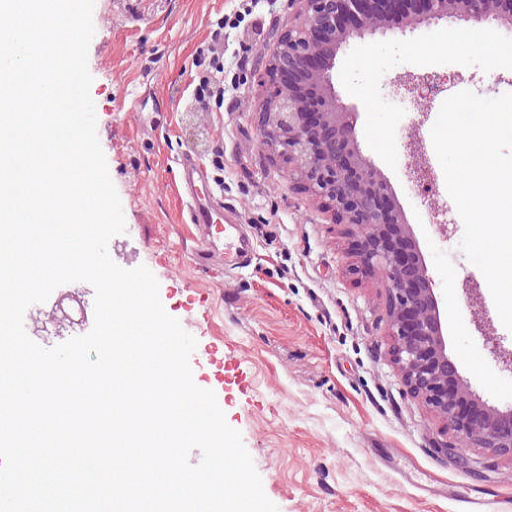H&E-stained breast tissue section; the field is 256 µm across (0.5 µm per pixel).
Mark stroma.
<instances>
[{
  "instance_id": "1",
  "label": "stroma",
  "mask_w": 512,
  "mask_h": 512,
  "mask_svg": "<svg viewBox=\"0 0 512 512\" xmlns=\"http://www.w3.org/2000/svg\"><path fill=\"white\" fill-rule=\"evenodd\" d=\"M92 21L89 94L125 219L107 250L119 267L157 279L165 312L196 341L193 377L215 393L278 512H462L463 500L486 493L512 500V459L465 443L444 452L445 428L391 361L384 276L349 273L343 225L259 144L265 70L293 22L287 0H94ZM455 31L442 23L354 44L336 60V89L356 106L361 149L425 258L448 355L477 397L506 411L512 370L488 352L478 323L511 356L512 330L460 248L464 224L435 149L431 188L409 178L405 138L431 139L439 112L389 93L398 77L424 71L458 75L456 91L481 98L512 93V61L493 70L482 53L446 52ZM215 37L226 92L203 109L198 78L216 63L199 47ZM186 157L246 225L248 267L197 269L201 243L180 185Z\"/></svg>"
}]
</instances>
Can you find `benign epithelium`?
I'll return each mask as SVG.
<instances>
[{
	"instance_id": "7a95c632",
	"label": "benign epithelium",
	"mask_w": 512,
	"mask_h": 512,
	"mask_svg": "<svg viewBox=\"0 0 512 512\" xmlns=\"http://www.w3.org/2000/svg\"><path fill=\"white\" fill-rule=\"evenodd\" d=\"M294 24L269 62L259 103V142L291 163L289 176L354 236L355 271L377 268L390 294L391 359L409 392L422 399L455 441L512 457V410L472 394L446 352L438 301L410 225L381 171L360 147L356 107L336 91V58L352 42L406 34L441 21L512 29V0H288ZM451 77L409 75L393 96L427 113ZM411 178L431 172L422 141L409 143ZM455 441L444 444L454 450Z\"/></svg>"
}]
</instances>
